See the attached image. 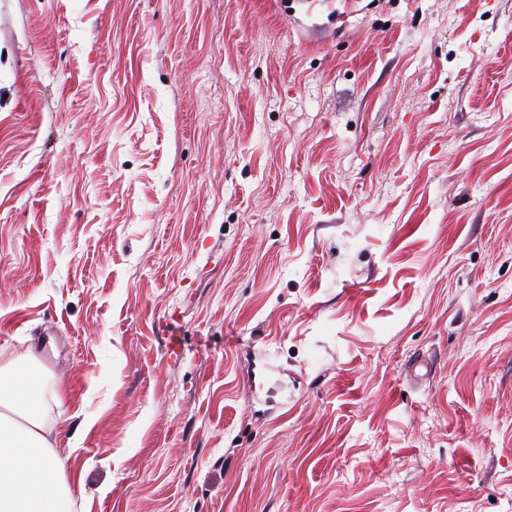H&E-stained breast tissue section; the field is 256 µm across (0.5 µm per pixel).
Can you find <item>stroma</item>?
<instances>
[{
    "label": "stroma",
    "mask_w": 512,
    "mask_h": 512,
    "mask_svg": "<svg viewBox=\"0 0 512 512\" xmlns=\"http://www.w3.org/2000/svg\"><path fill=\"white\" fill-rule=\"evenodd\" d=\"M29 355L76 512H512V0H0Z\"/></svg>",
    "instance_id": "1"
}]
</instances>
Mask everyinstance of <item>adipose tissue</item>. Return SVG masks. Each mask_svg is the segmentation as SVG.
<instances>
[{
	"label": "adipose tissue",
	"mask_w": 512,
	"mask_h": 512,
	"mask_svg": "<svg viewBox=\"0 0 512 512\" xmlns=\"http://www.w3.org/2000/svg\"><path fill=\"white\" fill-rule=\"evenodd\" d=\"M0 381V512H74L67 463L52 451L39 380L24 359Z\"/></svg>",
	"instance_id": "ef3b65f1"
}]
</instances>
